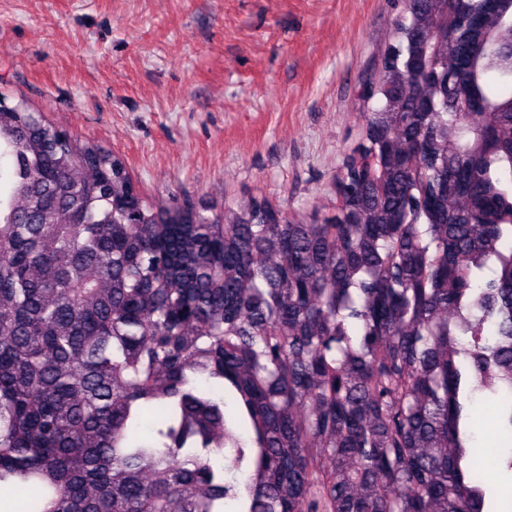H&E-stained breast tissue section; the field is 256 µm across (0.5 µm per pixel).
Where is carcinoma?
Masks as SVG:
<instances>
[{
    "label": "carcinoma",
    "instance_id": "carcinoma-1",
    "mask_svg": "<svg viewBox=\"0 0 512 512\" xmlns=\"http://www.w3.org/2000/svg\"><path fill=\"white\" fill-rule=\"evenodd\" d=\"M442 31L436 46L431 30ZM323 221L144 200L0 98V484L27 512H490L512 438V0H407ZM470 411L472 412L475 424H473V431L475 433L476 442L474 446H481L480 442L485 434L488 439L492 441H496L497 444L491 447L489 456H482L484 468H483V476L485 481L490 487H493L495 484H498L502 477V470L499 468L496 462L497 455H503V447L500 443L501 435L499 429H489L485 427L486 419L490 413L489 406L486 401L478 396L473 401Z\"/></svg>",
    "mask_w": 512,
    "mask_h": 512
}]
</instances>
